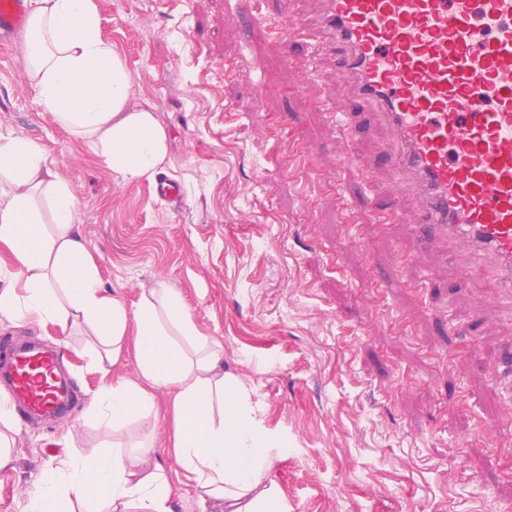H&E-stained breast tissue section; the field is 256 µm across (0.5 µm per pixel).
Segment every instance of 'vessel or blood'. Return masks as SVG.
I'll return each mask as SVG.
<instances>
[{
	"instance_id": "1",
	"label": "vessel or blood",
	"mask_w": 512,
	"mask_h": 512,
	"mask_svg": "<svg viewBox=\"0 0 512 512\" xmlns=\"http://www.w3.org/2000/svg\"><path fill=\"white\" fill-rule=\"evenodd\" d=\"M318 21L292 20L289 40L335 57L356 102L374 107L396 145L382 155L400 192L423 197V247L462 239L512 299V0H324ZM252 31L274 29L240 0ZM29 18V0H0V43ZM0 380L25 415L70 419L57 352L0 340Z\"/></svg>"
}]
</instances>
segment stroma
I'll return each instance as SVG.
<instances>
[{"instance_id":"obj_1","label":"stroma","mask_w":512,"mask_h":512,"mask_svg":"<svg viewBox=\"0 0 512 512\" xmlns=\"http://www.w3.org/2000/svg\"><path fill=\"white\" fill-rule=\"evenodd\" d=\"M94 2L132 76L133 104L167 132L162 173L180 185L182 207L159 199L150 180H122L39 105L20 34L0 45V135L39 144L69 185L108 291L131 306L166 283L199 333L222 345L225 370L253 385L279 443L269 477L290 512L512 507V407L493 382L512 357V305L470 267L463 245L417 247L415 194L393 239L375 236L397 188L376 164L391 138L381 119L356 113L351 131L336 130L313 108L353 111L333 64L319 58L311 75L307 48L285 38L265 52L237 0ZM351 154L368 180L342 167ZM355 224L364 229L356 241ZM367 251L376 267L365 266ZM0 336L57 350L78 393L65 426L0 423L12 454L0 468V512H25L38 476L111 447L89 405L138 370L128 356L97 370L78 328L65 335L0 316ZM168 400L157 391L156 456L177 512H201L195 475L167 448Z\"/></svg>"}]
</instances>
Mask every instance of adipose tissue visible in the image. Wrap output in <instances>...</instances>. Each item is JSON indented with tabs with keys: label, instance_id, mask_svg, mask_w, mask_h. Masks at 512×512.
<instances>
[{
	"label": "adipose tissue",
	"instance_id": "obj_1",
	"mask_svg": "<svg viewBox=\"0 0 512 512\" xmlns=\"http://www.w3.org/2000/svg\"><path fill=\"white\" fill-rule=\"evenodd\" d=\"M26 75L39 104L90 144L126 181L153 179L167 156V133L152 112L132 105L131 76L101 32L94 0H34L25 32ZM0 247L21 278L0 288V314L84 327L97 364L132 352L135 382L101 389L91 413L111 431L112 450L92 449L36 478L29 512H176L165 467L141 437L124 448L129 425L147 426L155 393L173 394L170 448L221 512H288L269 479L277 442L262 426L244 379L224 369L221 345L199 334L179 294L143 291L135 308L104 288L90 261L69 187L52 177L41 147L0 136ZM50 202L52 229L33 205Z\"/></svg>",
	"mask_w": 512,
	"mask_h": 512
}]
</instances>
